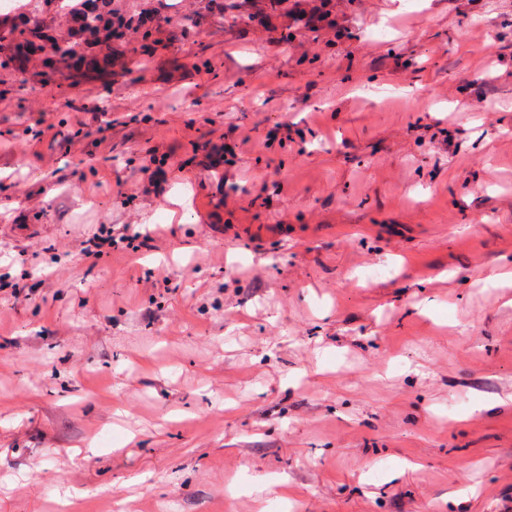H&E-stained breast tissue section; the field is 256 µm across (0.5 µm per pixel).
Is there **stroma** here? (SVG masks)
Wrapping results in <instances>:
<instances>
[{
  "label": "stroma",
  "mask_w": 512,
  "mask_h": 512,
  "mask_svg": "<svg viewBox=\"0 0 512 512\" xmlns=\"http://www.w3.org/2000/svg\"><path fill=\"white\" fill-rule=\"evenodd\" d=\"M240 4L0 82V512H512V0H348L315 58ZM106 228V236L97 235L96 233L84 237L81 241L79 249L82 256L86 259H98L102 254V248L108 246L111 249L119 248L120 245H134L138 242L136 249L148 248L153 240V236L149 233H141L136 231V224H104ZM118 226V227H117Z\"/></svg>",
  "instance_id": "stroma-1"
}]
</instances>
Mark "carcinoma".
I'll return each mask as SVG.
<instances>
[{"label":"carcinoma","mask_w":512,"mask_h":512,"mask_svg":"<svg viewBox=\"0 0 512 512\" xmlns=\"http://www.w3.org/2000/svg\"><path fill=\"white\" fill-rule=\"evenodd\" d=\"M37 8L23 20L0 12V70L30 80L58 73L66 92L91 73L112 69L116 38L112 0H36ZM126 37L139 40L142 65H148L157 45L143 24L144 15H127Z\"/></svg>","instance_id":"obj_1"}]
</instances>
